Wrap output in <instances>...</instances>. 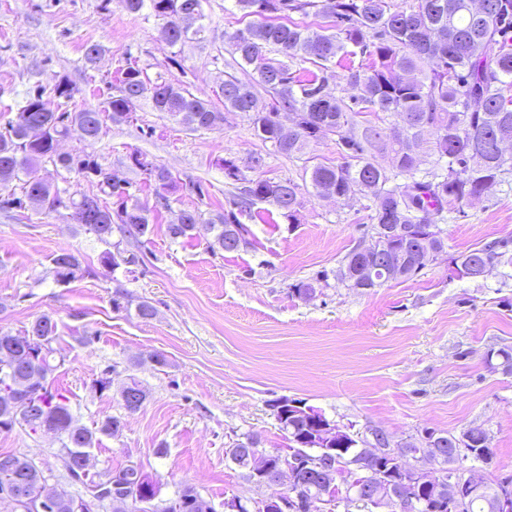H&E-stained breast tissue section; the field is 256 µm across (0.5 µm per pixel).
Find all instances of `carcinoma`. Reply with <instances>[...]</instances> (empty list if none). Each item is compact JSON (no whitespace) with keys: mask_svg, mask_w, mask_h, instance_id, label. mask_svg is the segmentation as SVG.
<instances>
[{"mask_svg":"<svg viewBox=\"0 0 512 512\" xmlns=\"http://www.w3.org/2000/svg\"><path fill=\"white\" fill-rule=\"evenodd\" d=\"M127 9L138 13L149 8L151 13L170 25L168 42L174 46L199 36L203 29L192 32L182 29L175 18L182 12L195 9L201 0H125ZM234 7L247 15H257L266 21L250 24L227 35L231 52L241 65L251 68V78L242 80L224 75V107L232 112L248 115L253 129L263 141L271 143L275 152L294 157L310 144L325 136L324 129L337 135V149L343 162L330 165L318 163L309 172L311 187L320 197L335 196L349 199L356 195L372 201L371 225L400 224L401 235L395 245L400 249L396 264L390 273L370 284L337 278L345 288L370 289L392 280H407L419 274L417 267L428 248L445 246L444 239L426 240L423 225L442 219L446 204L472 202L481 198L491 187L506 181L512 175V153L499 151L498 144H512V0H417L410 10H393L388 0H323L321 12L332 18L328 27L311 29L284 18L299 13L309 14L318 7L317 0H233ZM274 47L291 59L310 60L316 69L292 71L281 60L266 56V49ZM368 59V69H358L352 58ZM335 63L346 72V84L355 94L344 100L321 95L328 82V64ZM273 93V103L259 105L256 86ZM74 97V87L66 85L59 92L57 109L31 110L34 95L24 98L16 118L8 121L0 131V182H23L24 197L0 199V209H22L31 206L38 210L70 211L78 221L77 203L84 199L98 203L95 217L80 224L98 241L108 245L114 233L133 232L144 237L152 232L150 210L139 202H130V194L108 182L107 172L89 154H59L57 142L73 135L89 144L98 140L96 133L105 119L123 122V115L133 111L140 100H147L157 112H164L193 129H213L224 121L223 113L212 104L193 95L189 90L167 82H152L136 65L129 63L121 71L116 94L107 102L106 111L92 108L68 109ZM287 110L297 117V128L282 132L271 114ZM396 114L402 124L383 131L367 125L356 132L361 119ZM428 150L437 157L440 170L427 176H417L418 153ZM374 150L392 153L394 172L379 168L370 160ZM50 163L68 173L94 176L98 193L75 196L69 190L53 188L38 177V165ZM145 180L161 189L173 187L171 173L148 160L140 163ZM405 182H397L398 177ZM224 177L243 183L241 199L230 202V208L209 217L197 210L180 211L178 221L168 226L171 238H193L200 232L213 234L214 244L226 252H234V244L227 239L242 233L244 225L239 215L243 208L257 202H269L293 219L303 205L299 184L247 178L231 159L224 160ZM118 197L116 211L101 205L99 194ZM103 263L116 270L122 266L133 272L139 258L112 254L107 249ZM459 262L470 261L488 271L500 264H512V237H504L478 249L462 254ZM55 276L61 281L76 277L82 270L78 252L62 250L50 258ZM328 275L301 280L290 285L292 295L306 299L309 292L320 287ZM29 333L47 336L49 343L57 339V323L49 315L36 318ZM501 359L499 366L512 373V347L504 346L487 353V360ZM56 371L53 363H40L18 342L17 336L0 332V383L9 378L23 381L34 374L43 380L42 392L35 401L39 411L31 414H4L7 428L15 424L29 430L42 422L54 424L62 447L81 458L86 449L94 447L99 436H114L122 431L124 421L109 417L95 429L78 424L67 398L49 389ZM139 391L142 397L134 407L124 408L135 413L148 399V392L134 377L123 384L120 394ZM288 441L299 447L301 440L312 429L306 416L278 417ZM469 447L473 460L486 462L491 458L490 439L479 427L468 429ZM258 436L248 434L234 447L235 465L244 469L246 456L259 447ZM358 447L344 448L336 456L335 469L349 480L367 476L378 483L374 474L378 463L359 472H349L344 459ZM14 461L13 468H0V485L25 472L31 489L36 491L46 474L34 460L14 453L2 457ZM118 485H131L142 478L146 486L158 489L148 475L131 466L119 471L110 469L90 480L95 488L108 478ZM496 488L484 487L479 494L462 500L456 512H488L485 497ZM183 512H214L213 506L191 486L184 487L177 496Z\"/></svg>","mask_w":512,"mask_h":512,"instance_id":"carcinoma-1","label":"carcinoma"}]
</instances>
